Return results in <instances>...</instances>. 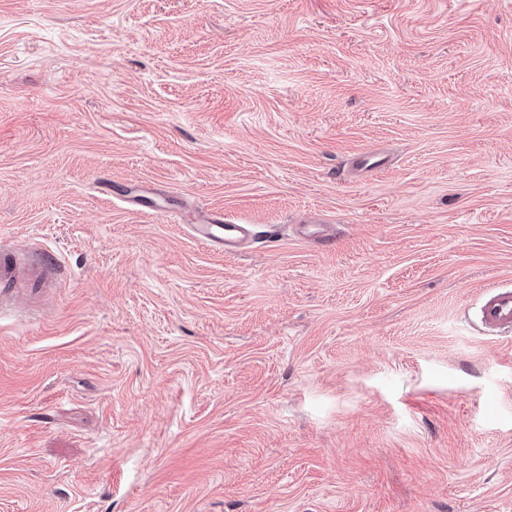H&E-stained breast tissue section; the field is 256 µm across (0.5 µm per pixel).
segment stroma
<instances>
[{
  "label": "stroma",
  "mask_w": 512,
  "mask_h": 512,
  "mask_svg": "<svg viewBox=\"0 0 512 512\" xmlns=\"http://www.w3.org/2000/svg\"><path fill=\"white\" fill-rule=\"evenodd\" d=\"M0 248V512H512V0H0ZM189 228L198 242L226 252L237 250L254 236L250 224H236L212 210L198 212L195 223L189 224ZM22 270L30 278L41 282L47 280L56 270V262L47 255L36 265L25 267L19 255L11 252H0V313L5 306L11 304L17 281ZM482 327L496 335L512 334V289L496 287L481 302L479 309Z\"/></svg>",
  "instance_id": "obj_1"
}]
</instances>
